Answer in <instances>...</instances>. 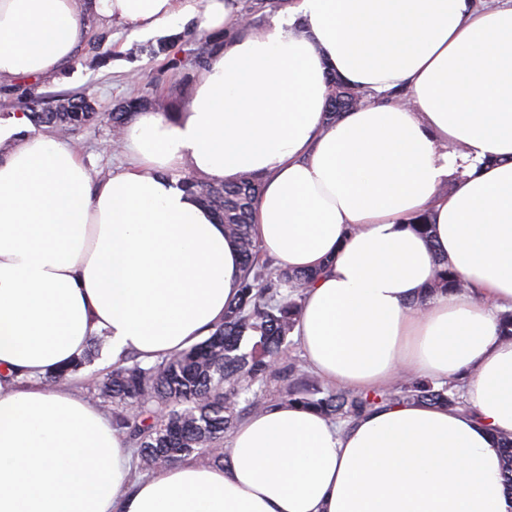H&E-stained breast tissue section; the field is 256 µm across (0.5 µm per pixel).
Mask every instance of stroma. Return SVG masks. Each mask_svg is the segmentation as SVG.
<instances>
[{
  "instance_id": "1",
  "label": "stroma",
  "mask_w": 512,
  "mask_h": 512,
  "mask_svg": "<svg viewBox=\"0 0 512 512\" xmlns=\"http://www.w3.org/2000/svg\"><path fill=\"white\" fill-rule=\"evenodd\" d=\"M91 37L99 42V51L83 49L63 74L37 80L0 79V119L10 118L19 102L34 97L45 108L72 95L88 98L103 113V120L67 136L66 141L78 148L93 178L100 180L126 164L120 146L124 134L113 130L106 113L134 95L162 101L167 110L186 107L213 42L211 34L187 29L182 31L171 56L155 57L146 52V39L133 36L119 25L93 28ZM97 349L92 363L69 380L77 394L91 401L96 398L98 381L112 367L108 339L100 338Z\"/></svg>"
}]
</instances>
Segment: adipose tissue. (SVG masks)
Returning a JSON list of instances; mask_svg holds the SVG:
<instances>
[{"label": "adipose tissue", "mask_w": 512, "mask_h": 512, "mask_svg": "<svg viewBox=\"0 0 512 512\" xmlns=\"http://www.w3.org/2000/svg\"><path fill=\"white\" fill-rule=\"evenodd\" d=\"M224 33L184 110L138 113L127 170L0 123V512H512V0H300L261 34L235 0H0V77L57 74L92 23ZM375 99L325 116L327 70ZM405 88L411 103L388 101ZM249 173L264 252L319 270L293 335L361 391L401 370L466 379L469 411L388 404L333 422L251 414L220 465L131 482L100 406L42 376L90 336L153 361L209 335L240 292L236 244L179 185ZM449 193H441L444 184ZM431 224L430 237L411 226ZM441 253L466 283L424 297Z\"/></svg>", "instance_id": "1"}]
</instances>
